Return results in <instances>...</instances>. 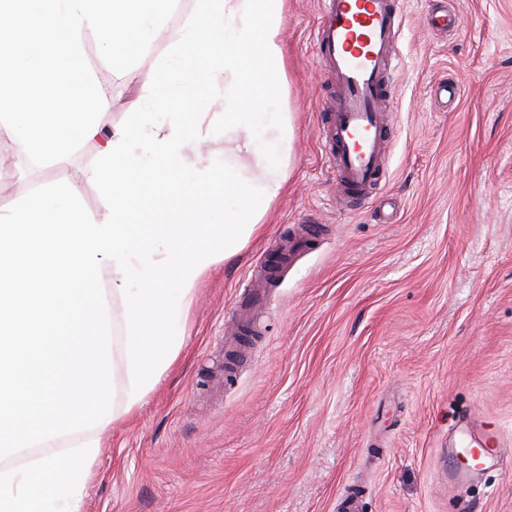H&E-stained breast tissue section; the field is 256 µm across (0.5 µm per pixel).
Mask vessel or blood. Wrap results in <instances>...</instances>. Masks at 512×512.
Here are the masks:
<instances>
[{"mask_svg":"<svg viewBox=\"0 0 512 512\" xmlns=\"http://www.w3.org/2000/svg\"><path fill=\"white\" fill-rule=\"evenodd\" d=\"M319 20L313 53L333 95L321 114L317 135L336 180V192L356 208L380 196L389 173V114L397 99L394 74L399 65L396 37L402 27L401 0H318ZM286 259L259 260L240 286L241 300L232 318L250 329L254 311L266 299L286 267ZM482 450L478 467L448 469V486L460 491L480 469L495 466L504 445L498 434L469 435Z\"/></svg>","mask_w":512,"mask_h":512,"instance_id":"1","label":"vessel or blood"}]
</instances>
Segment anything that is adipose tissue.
<instances>
[{
  "instance_id": "adipose-tissue-1",
  "label": "adipose tissue",
  "mask_w": 512,
  "mask_h": 512,
  "mask_svg": "<svg viewBox=\"0 0 512 512\" xmlns=\"http://www.w3.org/2000/svg\"><path fill=\"white\" fill-rule=\"evenodd\" d=\"M171 0H0V138L66 164L74 145L102 138L100 161L85 176L103 188L104 218L84 213L66 187L0 208V419L10 443L24 448L136 411L177 355L203 275L236 257L282 194L294 152L293 115L262 116L261 101L279 92L284 66L285 0H197L204 27L171 31L178 67L168 84L184 103L170 111L160 93L105 128L112 103L85 72L79 35L96 30L114 55L147 42ZM206 48L205 59L188 52ZM219 83L222 109L191 120L202 80ZM223 126V138L211 131ZM267 142L258 149L255 127ZM223 151L215 176L211 152ZM160 162L151 182L178 197L182 217L136 238L131 200L140 184L128 172L143 157ZM110 287H100L103 268ZM125 304L122 356L127 381L117 411L107 408L112 350L111 298ZM65 371L69 385L46 392L40 431L16 421L32 372ZM96 438L72 455L0 469V512H56L77 504L99 454Z\"/></svg>"
}]
</instances>
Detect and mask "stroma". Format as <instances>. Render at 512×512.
<instances>
[{"mask_svg": "<svg viewBox=\"0 0 512 512\" xmlns=\"http://www.w3.org/2000/svg\"><path fill=\"white\" fill-rule=\"evenodd\" d=\"M464 26L432 30L436 0H403L390 183L380 204L348 211L317 137L332 90L311 51L317 0H286L284 76L267 112L294 117L296 150L260 235L204 275L182 347L131 417L98 432L79 512H512V448L459 495L441 465L463 416L512 444V0H449ZM196 0H172L162 30L122 56L94 30L81 46L112 107L150 103L175 67L168 33L203 25ZM461 81L451 106L438 83ZM99 144L68 166L0 145V206L73 186ZM146 224L176 221V201L143 184ZM314 242L280 281L248 357L226 371L224 331L244 272L283 240Z\"/></svg>", "mask_w": 512, "mask_h": 512, "instance_id": "obj_1", "label": "stroma"}]
</instances>
